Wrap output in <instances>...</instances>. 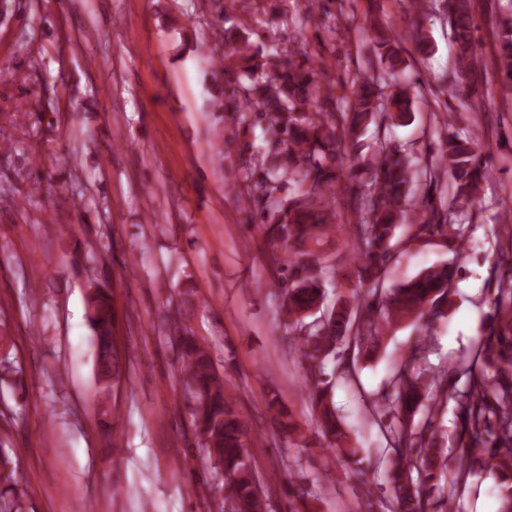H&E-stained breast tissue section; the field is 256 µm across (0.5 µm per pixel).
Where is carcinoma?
Returning <instances> with one entry per match:
<instances>
[{"mask_svg": "<svg viewBox=\"0 0 512 512\" xmlns=\"http://www.w3.org/2000/svg\"><path fill=\"white\" fill-rule=\"evenodd\" d=\"M456 47V66L447 77L452 96L479 99L486 84L479 60L474 0H446ZM497 61L503 74L501 89L512 94V14L496 23ZM378 68L353 82L350 96L336 98L333 85L322 81L325 62L310 55L306 44L273 40L254 46L245 34L224 31L231 42L220 61L221 72L235 83L227 112L256 113L265 124L260 152L243 160L246 178L253 181L243 199L247 208L261 209L269 243L288 249V283L281 309L285 334L306 365L305 385L318 431L336 453L361 463L363 449L348 447L349 435L328 403L333 380L349 381L355 370V349L377 348L381 324L409 321L428 325L444 317L449 296L460 273L457 263L430 266L395 288H370L355 294V302L338 300V309L312 318L311 310L325 299L324 279L345 257L339 248L343 228L325 220L334 201L336 168L343 150L357 144L361 132L374 124H402L411 117L416 85L404 81L407 68L399 38L384 27L371 30ZM408 39L421 59L435 45L420 23ZM487 150L472 129L451 132L439 147L440 165L455 188L452 204L433 196L434 168L422 164L418 153L398 149L381 138L369 178L351 182L350 203L358 213L353 239L345 242L361 257L365 280L380 282L394 257V237L403 229L411 239L459 236L455 221L476 215L482 182L487 178ZM293 189L283 193L286 184ZM425 185L422 194L416 187ZM494 313L504 329L494 330L479 343L468 361L467 390L459 401L461 431L453 446L455 476L442 480L443 461L436 450L437 399L445 397L438 376L447 368L432 367L426 341L417 339L392 373L373 411L374 423L384 426L385 483L389 512H435L453 501L459 480L484 459L496 474L499 512H512V287L499 289ZM86 318L99 346V359L110 356L113 335L112 297L95 283L88 288ZM172 333L181 338L182 388L192 408L196 437L214 473L224 478V512H266L269 493L252 465L256 441L248 437L234 401L201 337L180 319ZM496 353H491L492 345ZM332 373H326L328 363ZM426 418L418 422L419 408ZM9 455L0 453V512H22Z\"/></svg>", "mask_w": 512, "mask_h": 512, "instance_id": "carcinoma-1", "label": "carcinoma"}]
</instances>
